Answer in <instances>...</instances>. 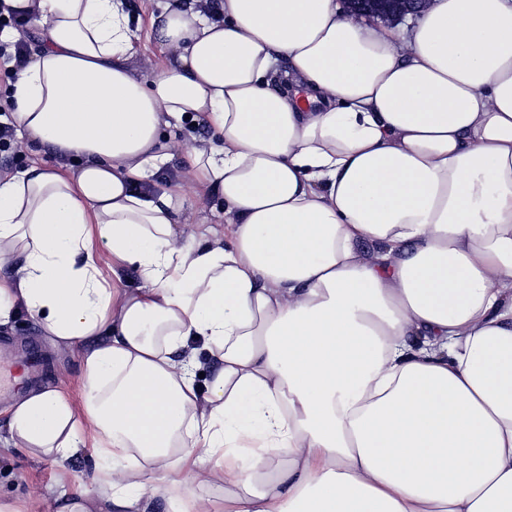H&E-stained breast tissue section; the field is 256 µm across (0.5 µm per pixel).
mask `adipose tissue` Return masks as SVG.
<instances>
[{
  "label": "adipose tissue",
  "mask_w": 512,
  "mask_h": 512,
  "mask_svg": "<svg viewBox=\"0 0 512 512\" xmlns=\"http://www.w3.org/2000/svg\"><path fill=\"white\" fill-rule=\"evenodd\" d=\"M41 49L12 89L42 158L0 176V326L82 351L5 446L81 460L53 512H512V0L407 30L346 0H0ZM228 236L180 241L171 123ZM68 159L67 169L45 157ZM142 288L114 297L100 249ZM208 366L206 391L196 385ZM128 2L131 4L134 25L139 28L138 40L135 41L131 64L138 76L150 77L159 71L167 58V54L162 51L151 36V15L158 10L160 4L162 5L168 1L128 0Z\"/></svg>",
  "instance_id": "obj_1"
}]
</instances>
